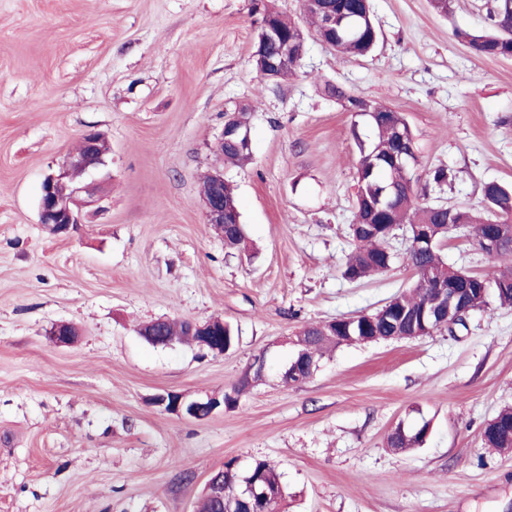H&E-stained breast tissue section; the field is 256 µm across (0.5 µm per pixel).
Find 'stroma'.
<instances>
[{"label":"stroma","mask_w":512,"mask_h":512,"mask_svg":"<svg viewBox=\"0 0 512 512\" xmlns=\"http://www.w3.org/2000/svg\"><path fill=\"white\" fill-rule=\"evenodd\" d=\"M306 27L297 74L261 80L252 0H0V512H197L225 460L281 474L282 512H512V454L484 448L512 405V307L469 314L456 335L342 345L287 385L289 341L310 323L380 309L406 289L407 232L391 267L351 281L359 160L354 116L324 82L404 114L417 188L481 205L512 186V58L476 55L457 31L487 29V0H370L382 39L344 55L308 30L303 0H274ZM250 111L252 157L225 165L226 113ZM91 128L109 150L81 224H40L44 178ZM444 166L447 184L430 173ZM220 170L249 248L207 224L201 183ZM449 266L494 279L512 256L467 229ZM229 322L236 347H155L157 319ZM72 324L74 343L51 332ZM266 378L203 420L154 404L232 391L258 356ZM428 421L421 448H387L399 421Z\"/></svg>","instance_id":"stroma-1"}]
</instances>
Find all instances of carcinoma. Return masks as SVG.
Wrapping results in <instances>:
<instances>
[{
	"label": "carcinoma",
	"mask_w": 512,
	"mask_h": 512,
	"mask_svg": "<svg viewBox=\"0 0 512 512\" xmlns=\"http://www.w3.org/2000/svg\"><path fill=\"white\" fill-rule=\"evenodd\" d=\"M261 15L260 23L273 28L288 43V61L301 58L305 50L302 30L287 20L278 10H268L253 4ZM316 35L326 36L328 44L339 52L365 56L372 52L379 41L377 26L370 15L368 0H309L305 4ZM329 14L345 15L354 23L348 30L341 25L336 31L326 29L325 17ZM493 31L483 33H458L471 50L485 57H512V0H493L490 9ZM328 94L347 104L348 110L367 123L370 133L363 136L358 125H353V135L360 152L357 190L355 194L356 223L351 225L355 248L349 255L344 275L350 280H360L390 267L393 254L386 246L395 228L402 224H422L433 239L432 247L410 248L404 260L415 272L410 289L393 297L371 318L355 317L336 319L330 325H308L295 338L298 350H307L321 358L330 349L352 343L385 341L387 337L420 332L427 335L442 330L455 334L467 328L465 319L451 322L420 320V313L437 291L439 284L459 279L458 271L448 267L439 253V245L458 227L475 229L473 241L492 236L499 242L495 255L512 253V187L499 183L483 186L484 216L472 209L430 204L419 201L410 168L400 169L395 160L401 156L416 158L413 134L401 113L371 100H361L335 85H327ZM378 112L383 121L378 122L366 112ZM241 213L235 212L230 223L224 225V247L236 249L245 244L244 224ZM471 290L487 288L501 305H512V268L499 273L494 281L472 275L467 280ZM157 333L171 336L176 342L197 343L188 335L184 322L169 321ZM496 422L485 426L482 434L484 446L499 453H512V405L502 407L495 416ZM424 433L408 431L406 435L393 429L387 437V445L398 450L417 448L423 442ZM249 476L271 493L268 512H278L284 499L280 474L268 463L256 460L247 471H241L237 459L224 462L211 480L224 477V502L203 496L200 512H247L246 505L234 497L240 490V478Z\"/></svg>",
	"instance_id": "cac0c4a2"
}]
</instances>
